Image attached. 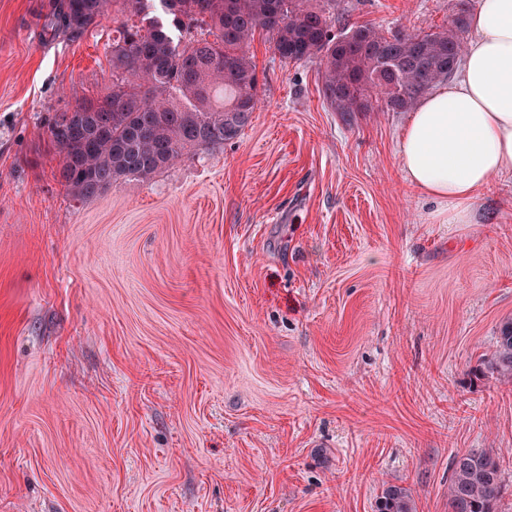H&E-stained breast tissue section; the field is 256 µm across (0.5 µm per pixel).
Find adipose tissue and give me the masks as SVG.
I'll use <instances>...</instances> for the list:
<instances>
[{
    "mask_svg": "<svg viewBox=\"0 0 512 512\" xmlns=\"http://www.w3.org/2000/svg\"><path fill=\"white\" fill-rule=\"evenodd\" d=\"M461 74L421 98L400 136L409 186L438 224L472 220L479 191L512 176V0H479Z\"/></svg>",
    "mask_w": 512,
    "mask_h": 512,
    "instance_id": "ef3b65f1",
    "label": "adipose tissue"
}]
</instances>
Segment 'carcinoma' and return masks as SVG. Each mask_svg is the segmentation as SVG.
Segmentation results:
<instances>
[{
  "label": "carcinoma",
  "mask_w": 512,
  "mask_h": 512,
  "mask_svg": "<svg viewBox=\"0 0 512 512\" xmlns=\"http://www.w3.org/2000/svg\"><path fill=\"white\" fill-rule=\"evenodd\" d=\"M148 0H52L43 33L82 35L108 11L125 17L112 38V88L48 120V144L62 161L68 195L85 201L120 179L146 180L197 150L238 137L260 101L255 34L269 35L288 63L318 58L322 93L337 112H407L447 79L464 49L467 5L448 28L387 34L331 13L334 0H161L167 22L146 13ZM480 371L512 382V319ZM505 481L491 448L455 453L450 512H501ZM411 489L386 486L376 512H413Z\"/></svg>",
  "instance_id": "cac0c4a2"
}]
</instances>
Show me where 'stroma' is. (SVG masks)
Returning a JSON list of instances; mask_svg holds the SVG:
<instances>
[{
  "label": "stroma",
  "instance_id": "obj_1",
  "mask_svg": "<svg viewBox=\"0 0 512 512\" xmlns=\"http://www.w3.org/2000/svg\"><path fill=\"white\" fill-rule=\"evenodd\" d=\"M0 0V512H448L454 453L499 457L512 385L475 375L512 319V181L471 224L406 184L404 112H337L318 61L249 52L240 136L71 199L44 125L112 86L109 15L42 33ZM458 0H336L383 31ZM412 500L410 488L387 485L376 502V512H412Z\"/></svg>",
  "mask_w": 512,
  "mask_h": 512
}]
</instances>
